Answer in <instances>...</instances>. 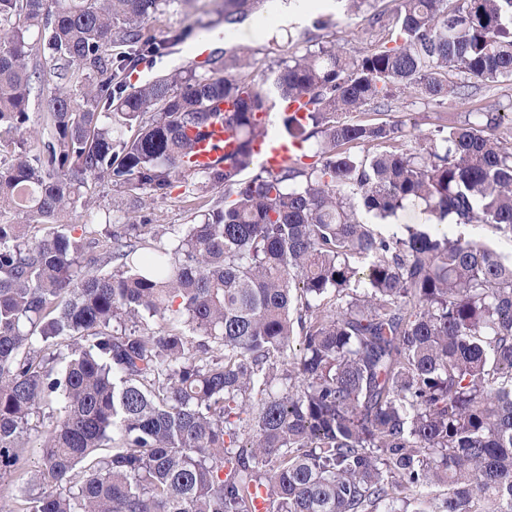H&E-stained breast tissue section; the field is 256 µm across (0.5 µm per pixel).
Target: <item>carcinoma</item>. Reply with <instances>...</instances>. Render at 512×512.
Listing matches in <instances>:
<instances>
[{
  "label": "carcinoma",
  "instance_id": "1",
  "mask_svg": "<svg viewBox=\"0 0 512 512\" xmlns=\"http://www.w3.org/2000/svg\"><path fill=\"white\" fill-rule=\"evenodd\" d=\"M163 2L0 0V507L34 435L25 512H249L252 487L271 512H512V260L443 230L512 233L508 113L414 146L342 120L511 80L512 0H400L368 17L379 47L321 44L250 81L116 80L160 52ZM260 2L223 0L224 21ZM287 100L299 157L256 170L258 116ZM220 120L237 150L194 169ZM90 181L131 216L77 237ZM176 186L209 196L200 220L147 223ZM407 206L436 228L364 219Z\"/></svg>",
  "mask_w": 512,
  "mask_h": 512
}]
</instances>
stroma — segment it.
<instances>
[{
	"label": "stroma",
	"instance_id": "stroma-1",
	"mask_svg": "<svg viewBox=\"0 0 512 512\" xmlns=\"http://www.w3.org/2000/svg\"><path fill=\"white\" fill-rule=\"evenodd\" d=\"M288 0H265L264 5L249 15L248 20L260 24L261 36L245 34L241 24L227 25L217 20V0H167L153 17L148 28L156 40L166 43L163 56L153 57L138 65L142 80H152L177 71L193 69L197 73L216 72L240 80L255 78L276 67L279 60L303 55L312 45L333 42L347 51L373 48L380 31L368 27L363 13L348 10L340 0H309L305 17L284 16ZM331 16L326 29L312 25L316 15ZM183 33L179 42H171L174 33ZM205 41L206 53L196 58L195 45ZM242 56L239 65L229 66L231 51ZM512 112V81L483 87L477 96L446 99L435 106L412 92L399 93L387 112L374 110L353 113V120L396 121L404 124L408 134L427 132L442 123H462L478 110ZM197 206L193 194L174 189L164 200L147 202L142 213L153 224H185Z\"/></svg>",
	"mask_w": 512,
	"mask_h": 512
}]
</instances>
